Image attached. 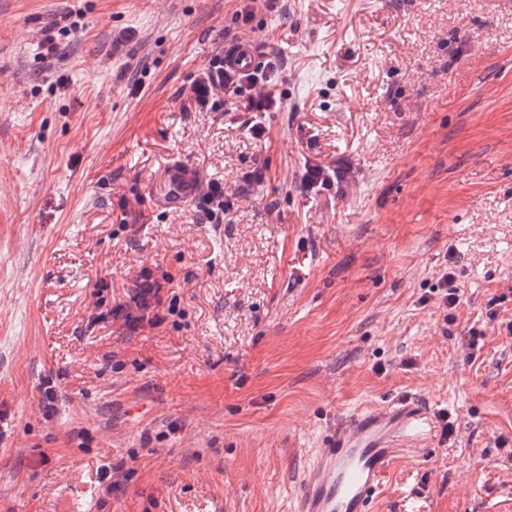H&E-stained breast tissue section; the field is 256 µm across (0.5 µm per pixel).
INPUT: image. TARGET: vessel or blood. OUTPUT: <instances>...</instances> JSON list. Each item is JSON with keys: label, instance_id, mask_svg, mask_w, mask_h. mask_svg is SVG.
Segmentation results:
<instances>
[{"label": "vessel or blood", "instance_id": "obj_1", "mask_svg": "<svg viewBox=\"0 0 512 512\" xmlns=\"http://www.w3.org/2000/svg\"><path fill=\"white\" fill-rule=\"evenodd\" d=\"M199 179L190 167H169L165 205L194 198ZM419 415L418 404L402 398L328 426L301 483L297 512H370L398 441L411 434Z\"/></svg>", "mask_w": 512, "mask_h": 512}]
</instances>
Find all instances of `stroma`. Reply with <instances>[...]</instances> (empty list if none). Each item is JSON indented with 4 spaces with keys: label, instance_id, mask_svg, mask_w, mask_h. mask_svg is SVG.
Listing matches in <instances>:
<instances>
[{
    "label": "stroma",
    "instance_id": "stroma-1",
    "mask_svg": "<svg viewBox=\"0 0 512 512\" xmlns=\"http://www.w3.org/2000/svg\"><path fill=\"white\" fill-rule=\"evenodd\" d=\"M242 6L0 0V512H294L404 396L370 512H512V0H254L279 109H199ZM179 161L224 223L157 206ZM145 268L175 312L133 329ZM202 209L210 224H221L224 222V214L234 207V202L224 197V185L217 181L208 183L202 195Z\"/></svg>",
    "mask_w": 512,
    "mask_h": 512
}]
</instances>
